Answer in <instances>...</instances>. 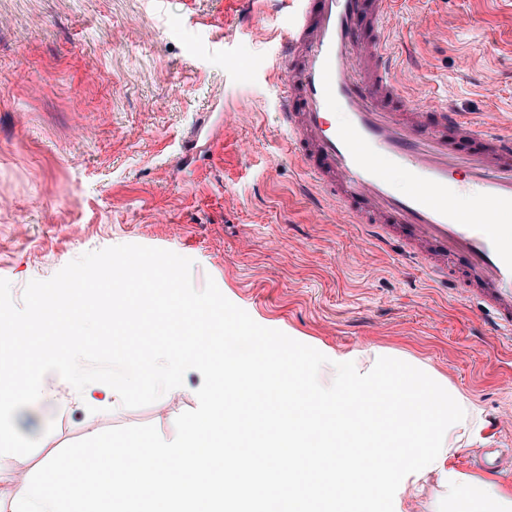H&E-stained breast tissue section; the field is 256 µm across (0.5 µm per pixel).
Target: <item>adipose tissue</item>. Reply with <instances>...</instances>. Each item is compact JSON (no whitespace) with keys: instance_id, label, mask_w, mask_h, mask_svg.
Listing matches in <instances>:
<instances>
[{"instance_id":"1","label":"adipose tissue","mask_w":512,"mask_h":512,"mask_svg":"<svg viewBox=\"0 0 512 512\" xmlns=\"http://www.w3.org/2000/svg\"><path fill=\"white\" fill-rule=\"evenodd\" d=\"M327 362L334 370L330 386H320L314 378L315 366L303 364L293 373L290 382L275 383L276 393L286 392L296 385L309 391L310 395L336 403L348 394L370 391L375 403L385 402L387 396L377 390L383 369L380 357L365 351L339 352L329 356ZM392 396L409 403L418 402L423 417L408 429L410 444L405 448L374 447L375 429L366 426L361 438L364 444L371 446L373 462L361 469H351L343 458L336 456L334 442L325 436L324 422L300 412H290L274 420L278 437L267 444L261 458L243 453L230 455L224 458L220 471L233 475L240 497L250 498L257 496L260 490L255 473L264 470L268 485L280 486L290 512H297L298 500L306 493L305 485L298 480L299 472L313 473L325 467L340 476L348 488L344 505L349 510L376 478L383 477L392 486L394 512H406L405 496L420 491L422 481L433 475L438 479L442 498L490 505L494 512H512V487L479 479L455 466L460 444L469 440L480 420L475 406L465 405L462 397L447 384L429 377L427 372L410 362L400 368L398 386ZM223 445L224 416L218 413L212 415L208 423L186 429L177 459H170L164 449H149L153 465L144 475L139 469L126 467L128 449L116 448L112 451L114 465L103 472L102 478L109 491L123 490L129 498L148 490L159 503L195 506L205 497L210 501V512H223V490L213 485L199 487L193 479L196 471L208 466L211 449ZM63 464L68 465L75 476L91 467L81 456L47 459L38 476L23 477L15 487L12 496L15 512H27L31 507L37 508L38 512H65L67 504L80 501L82 494L78 486L64 491L58 488L57 471Z\"/></svg>"}]
</instances>
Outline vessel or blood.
Listing matches in <instances>:
<instances>
[{
    "mask_svg": "<svg viewBox=\"0 0 512 512\" xmlns=\"http://www.w3.org/2000/svg\"><path fill=\"white\" fill-rule=\"evenodd\" d=\"M392 0H301L280 35L282 118L289 142L313 170L317 186L369 240L392 233L436 277L460 272L471 295L492 312V335L512 343V135L475 125L465 113L424 104L411 115L390 50ZM344 115L333 123V113ZM477 142L461 153L449 134ZM402 170L408 189L392 179ZM469 195L475 220L460 218L449 198ZM371 405L346 398L330 407L336 420L362 422ZM477 467L512 475V452L483 449Z\"/></svg>",
    "mask_w": 512,
    "mask_h": 512,
    "instance_id": "vessel-or-blood-1",
    "label": "vessel or blood"
}]
</instances>
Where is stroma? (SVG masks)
Returning a JSON list of instances; mask_svg holds the SVG:
<instances>
[{
    "instance_id": "1",
    "label": "stroma",
    "mask_w": 512,
    "mask_h": 512,
    "mask_svg": "<svg viewBox=\"0 0 512 512\" xmlns=\"http://www.w3.org/2000/svg\"><path fill=\"white\" fill-rule=\"evenodd\" d=\"M296 5L277 0H0V278L21 302L87 252L120 244L193 261L259 325L329 355L379 350L413 360L476 406L486 428L457 452L512 449V348L485 311L375 248L321 202L288 151L272 78ZM409 50L410 98L453 105L512 133V0H406L390 16ZM198 371L155 403L88 413L56 373L18 409L37 440L0 461V483L39 474L64 446L153 425L175 436L198 405ZM53 432H46V425Z\"/></svg>"
}]
</instances>
